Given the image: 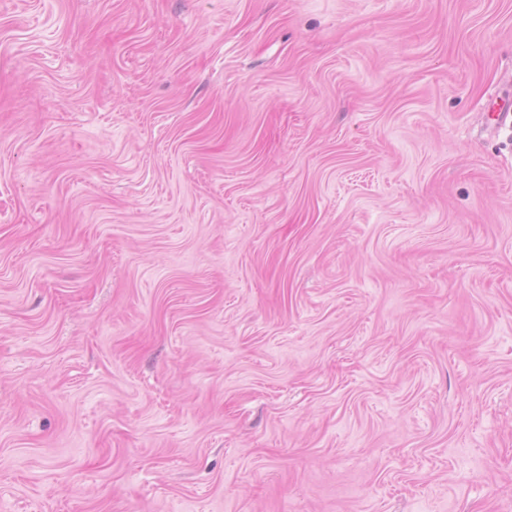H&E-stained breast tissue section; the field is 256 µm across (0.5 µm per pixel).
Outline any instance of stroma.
<instances>
[{
	"label": "stroma",
	"mask_w": 512,
	"mask_h": 512,
	"mask_svg": "<svg viewBox=\"0 0 512 512\" xmlns=\"http://www.w3.org/2000/svg\"><path fill=\"white\" fill-rule=\"evenodd\" d=\"M512 0H0V512H512Z\"/></svg>",
	"instance_id": "1"
}]
</instances>
